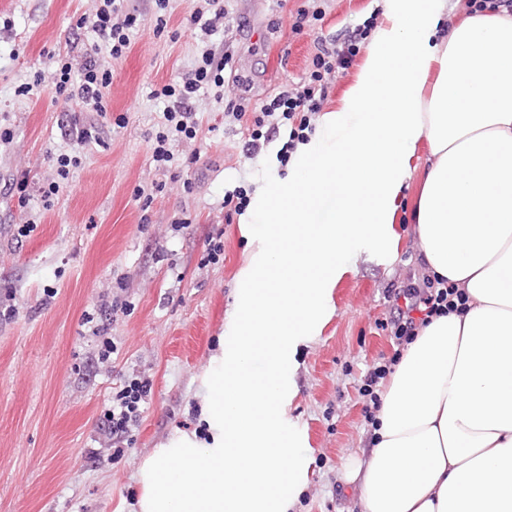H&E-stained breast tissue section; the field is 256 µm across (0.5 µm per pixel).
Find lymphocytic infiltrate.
Listing matches in <instances>:
<instances>
[{
    "mask_svg": "<svg viewBox=\"0 0 512 512\" xmlns=\"http://www.w3.org/2000/svg\"><path fill=\"white\" fill-rule=\"evenodd\" d=\"M96 2L91 20L94 39L84 51L81 68H74L68 61L58 62L51 73V80L56 99L82 105L102 116L108 109L105 91L112 83V72L102 66L100 59L107 56L117 60L129 52L140 27V18L127 10L125 0ZM358 51L359 46L353 40L340 48L318 42L311 68L298 87L280 91L265 100L258 115L253 117L248 114V99H240L232 108V116L238 121L246 117L251 120L247 127V149H259L262 141L270 140L283 128L288 131L285 150H293L298 143L305 141V132L325 97V74L347 69ZM227 63V57L217 56L211 46H204L198 52L194 69L180 81L162 88L161 94L166 101L164 121L155 136L152 151V160L157 167L171 166L174 160L170 149L172 141L196 137L197 97L201 89L223 87ZM390 296L394 301L391 331L402 342L413 339L417 323H429L431 318L463 309L467 303L465 293L454 284L428 277L423 278L419 285L394 289ZM149 391L147 380L134 378L125 381L122 388L113 394L104 418L115 442H124L128 437L131 425L140 416L139 406Z\"/></svg>",
    "mask_w": 512,
    "mask_h": 512,
    "instance_id": "lymphocytic-infiltrate-1",
    "label": "lymphocytic infiltrate"
}]
</instances>
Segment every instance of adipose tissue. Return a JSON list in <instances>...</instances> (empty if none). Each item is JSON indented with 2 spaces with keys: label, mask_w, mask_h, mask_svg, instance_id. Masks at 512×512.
I'll use <instances>...</instances> for the list:
<instances>
[{
  "label": "adipose tissue",
  "mask_w": 512,
  "mask_h": 512,
  "mask_svg": "<svg viewBox=\"0 0 512 512\" xmlns=\"http://www.w3.org/2000/svg\"><path fill=\"white\" fill-rule=\"evenodd\" d=\"M386 22L315 141L252 204L238 296L201 376V444L178 433L138 471L139 512H288L308 461L284 422L292 356L330 316L343 255L410 218L429 275L468 298L406 345L375 444L345 478L361 512H512V14L386 0Z\"/></svg>",
  "instance_id": "adipose-tissue-1"
}]
</instances>
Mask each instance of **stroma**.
I'll list each match as a JSON object with an SVG mask.
<instances>
[{"mask_svg": "<svg viewBox=\"0 0 512 512\" xmlns=\"http://www.w3.org/2000/svg\"><path fill=\"white\" fill-rule=\"evenodd\" d=\"M304 0H224L229 24L209 39L228 54L224 96H199V130L174 142L173 166L155 167L151 144L162 121V87L190 70L200 33L190 22L199 0H174L164 36L142 27L131 50L104 59L112 71L108 114L54 103L44 74L49 54L79 64L96 0H0V176L28 172L29 202L19 207L0 185V512H129L141 495L137 472L175 431L204 434L200 377L235 305V275L247 241L240 225L251 212L228 214L225 192L248 195L286 177L280 133L258 151L226 114L248 96L251 106L305 77L317 40L343 41L385 20L377 0H323L322 21L293 34ZM280 32H272V23ZM34 86L30 96L18 85ZM90 129L70 183L51 203L38 188L55 176L51 155L67 135ZM152 190L150 207L135 200ZM35 221L18 239L13 226ZM187 220L188 228L175 224ZM395 251L350 248L348 272L332 294L333 314L295 355L296 394L287 417L303 435L309 483L294 512H360L358 491L343 479L351 455L373 444L360 388L381 358L397 348L387 321L391 289L422 279L419 248L397 225ZM220 238L218 263L205 260ZM127 303L109 315L102 298ZM92 324H85L84 314ZM107 325L117 350L100 359L93 325ZM148 380L151 392L125 456L113 454L103 410L125 380Z\"/></svg>", "mask_w": 512, "mask_h": 512, "instance_id": "35a3bbf8", "label": "stroma"}]
</instances>
